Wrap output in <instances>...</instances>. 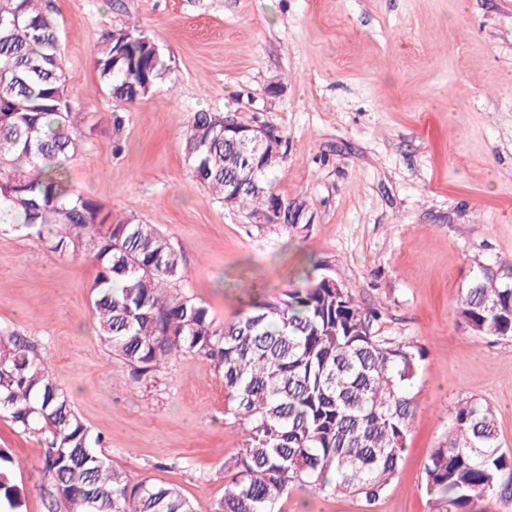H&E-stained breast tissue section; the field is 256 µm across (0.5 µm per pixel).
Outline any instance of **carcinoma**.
I'll list each match as a JSON object with an SVG mask.
<instances>
[{"label":"carcinoma","instance_id":"obj_1","mask_svg":"<svg viewBox=\"0 0 512 512\" xmlns=\"http://www.w3.org/2000/svg\"><path fill=\"white\" fill-rule=\"evenodd\" d=\"M53 0H0V227L25 231L59 255L83 242L99 271L92 309L100 340L145 375L180 353L206 357L222 374L228 411L247 422L248 438L214 512H275L292 490L313 486L374 500L400 467L414 403L408 388L422 351L376 334V308L325 277H306L285 297L255 303L218 324L204 303L169 293L182 254L153 224L113 220L95 200L74 193L66 162L83 151L79 116L63 67ZM99 77L125 103L153 93L167 68L159 46L136 30L107 33L93 51ZM185 162L193 177L224 198L252 162L224 140V114L200 111L188 122ZM273 168L256 172L237 207L276 206ZM457 314L470 331L512 338V269L482 267L461 289ZM0 414L21 430L47 429L43 461L49 507L66 512H193L173 485L131 483L96 452L93 436L34 347L0 336ZM14 460L0 449V509L21 512ZM512 451L503 448L490 406L461 403L448 438L432 449L424 479L433 512H478L479 502L512 501Z\"/></svg>","mask_w":512,"mask_h":512}]
</instances>
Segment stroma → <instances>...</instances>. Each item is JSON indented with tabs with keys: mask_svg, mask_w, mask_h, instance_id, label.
Here are the masks:
<instances>
[{
	"mask_svg": "<svg viewBox=\"0 0 512 512\" xmlns=\"http://www.w3.org/2000/svg\"><path fill=\"white\" fill-rule=\"evenodd\" d=\"M64 68L85 119L68 165L74 192L156 225L181 251L176 292L229 322L272 302L303 269L379 308L378 335L423 356L401 465L373 502L294 490L279 512H429L424 463L475 399L512 448V339L459 325L480 267H512V0H54ZM157 43L168 78L134 104L106 91L92 51L107 31ZM238 112L288 142L272 191L296 221L224 205L182 151L198 111ZM88 248L62 257L0 231V333L34 345L132 482L172 484L214 512L245 443L224 381L204 356L139 376L98 336ZM47 432L0 416L22 512L49 510Z\"/></svg>",
	"mask_w": 512,
	"mask_h": 512,
	"instance_id": "35a3bbf8",
	"label": "stroma"
}]
</instances>
